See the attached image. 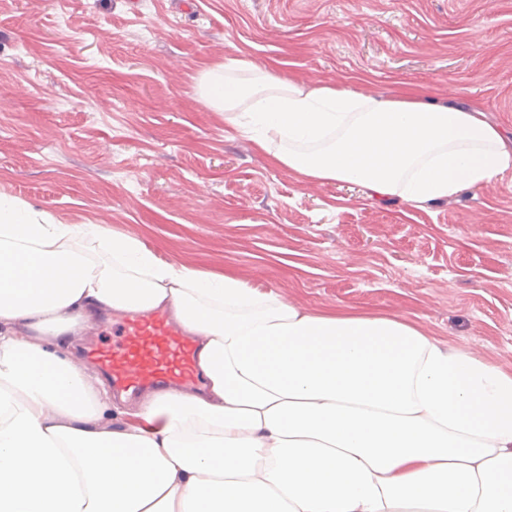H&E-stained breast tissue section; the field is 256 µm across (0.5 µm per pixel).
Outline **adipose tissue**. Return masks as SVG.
<instances>
[{
  "mask_svg": "<svg viewBox=\"0 0 512 512\" xmlns=\"http://www.w3.org/2000/svg\"><path fill=\"white\" fill-rule=\"evenodd\" d=\"M196 94L307 182L423 204L512 172L475 106L240 57ZM160 308L199 336L205 389L114 403L76 337L101 312ZM0 512H512V372L415 323L314 314L0 196Z\"/></svg>",
  "mask_w": 512,
  "mask_h": 512,
  "instance_id": "ef3b65f1",
  "label": "adipose tissue"
}]
</instances>
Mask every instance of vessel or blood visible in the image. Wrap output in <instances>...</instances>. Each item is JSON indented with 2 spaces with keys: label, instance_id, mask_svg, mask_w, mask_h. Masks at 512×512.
Masks as SVG:
<instances>
[{
  "label": "vessel or blood",
  "instance_id": "1",
  "mask_svg": "<svg viewBox=\"0 0 512 512\" xmlns=\"http://www.w3.org/2000/svg\"><path fill=\"white\" fill-rule=\"evenodd\" d=\"M113 394L188 389L199 381L196 342L164 311L128 315L112 326V343L87 353Z\"/></svg>",
  "mask_w": 512,
  "mask_h": 512
}]
</instances>
